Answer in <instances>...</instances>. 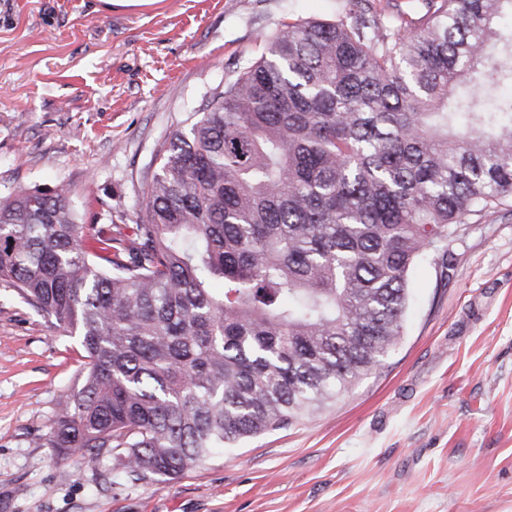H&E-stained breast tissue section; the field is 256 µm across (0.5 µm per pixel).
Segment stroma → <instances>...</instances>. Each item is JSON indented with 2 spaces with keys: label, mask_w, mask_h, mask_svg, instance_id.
Here are the masks:
<instances>
[{
  "label": "stroma",
  "mask_w": 512,
  "mask_h": 512,
  "mask_svg": "<svg viewBox=\"0 0 512 512\" xmlns=\"http://www.w3.org/2000/svg\"><path fill=\"white\" fill-rule=\"evenodd\" d=\"M342 0H0V200L65 189L132 234L159 143L300 19ZM410 275L379 371L300 422L176 480L128 481L51 448L78 338L0 286V512H512V210Z\"/></svg>",
  "instance_id": "obj_1"
}]
</instances>
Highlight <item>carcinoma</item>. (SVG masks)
<instances>
[{"instance_id": "obj_1", "label": "carcinoma", "mask_w": 512, "mask_h": 512, "mask_svg": "<svg viewBox=\"0 0 512 512\" xmlns=\"http://www.w3.org/2000/svg\"><path fill=\"white\" fill-rule=\"evenodd\" d=\"M299 20L159 144L134 237L0 200V284L84 363L51 447L179 478L384 366L412 268L512 202V0Z\"/></svg>"}]
</instances>
